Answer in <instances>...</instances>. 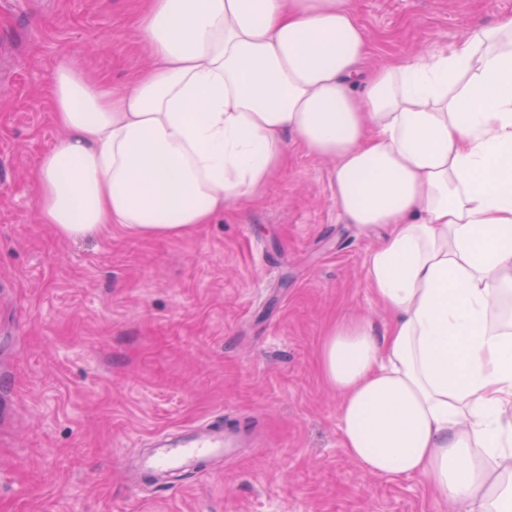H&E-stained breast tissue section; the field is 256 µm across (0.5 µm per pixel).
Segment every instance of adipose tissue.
<instances>
[{
	"mask_svg": "<svg viewBox=\"0 0 512 512\" xmlns=\"http://www.w3.org/2000/svg\"><path fill=\"white\" fill-rule=\"evenodd\" d=\"M128 89L69 61L49 92L39 217L65 238H176L260 196L290 142L333 160L349 223L381 225L366 279L384 330L338 321L320 355L347 457L471 512L512 506V15L362 75L351 0H147Z\"/></svg>",
	"mask_w": 512,
	"mask_h": 512,
	"instance_id": "adipose-tissue-1",
	"label": "adipose tissue"
}]
</instances>
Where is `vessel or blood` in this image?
<instances>
[{"label":"vessel or blood","mask_w":512,"mask_h":512,"mask_svg":"<svg viewBox=\"0 0 512 512\" xmlns=\"http://www.w3.org/2000/svg\"><path fill=\"white\" fill-rule=\"evenodd\" d=\"M243 433L233 427L206 423L154 440L139 461L140 474L159 479L175 472L196 470L201 462L231 455Z\"/></svg>","instance_id":"b4317fda"}]
</instances>
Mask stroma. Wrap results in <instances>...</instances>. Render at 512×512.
<instances>
[{
  "instance_id": "stroma-1",
  "label": "stroma",
  "mask_w": 512,
  "mask_h": 512,
  "mask_svg": "<svg viewBox=\"0 0 512 512\" xmlns=\"http://www.w3.org/2000/svg\"><path fill=\"white\" fill-rule=\"evenodd\" d=\"M381 65L466 38L512 0H352ZM142 0H0V512H458L417 477L365 474L324 380L327 330L385 326L366 280L384 228L348 223L330 160L291 144L253 203L177 239L122 225L63 239L33 177L60 132L61 59L122 90L153 62ZM220 422L251 441L172 484L128 466Z\"/></svg>"
}]
</instances>
